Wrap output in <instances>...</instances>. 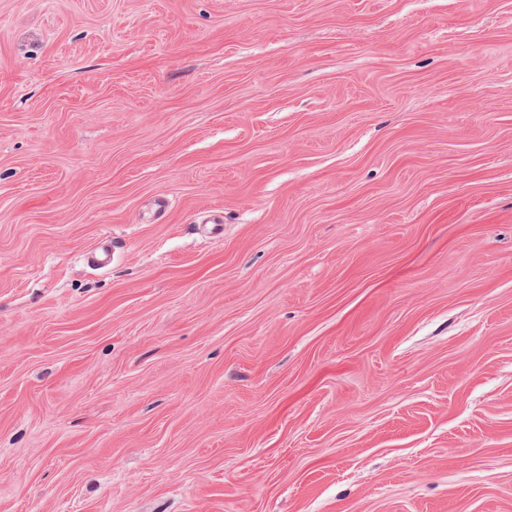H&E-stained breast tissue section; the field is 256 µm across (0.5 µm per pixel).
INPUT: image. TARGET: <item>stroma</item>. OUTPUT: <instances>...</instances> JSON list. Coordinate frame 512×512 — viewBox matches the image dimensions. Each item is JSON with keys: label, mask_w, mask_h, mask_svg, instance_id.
Listing matches in <instances>:
<instances>
[{"label": "stroma", "mask_w": 512, "mask_h": 512, "mask_svg": "<svg viewBox=\"0 0 512 512\" xmlns=\"http://www.w3.org/2000/svg\"><path fill=\"white\" fill-rule=\"evenodd\" d=\"M0 512H512V0H0Z\"/></svg>", "instance_id": "obj_1"}]
</instances>
